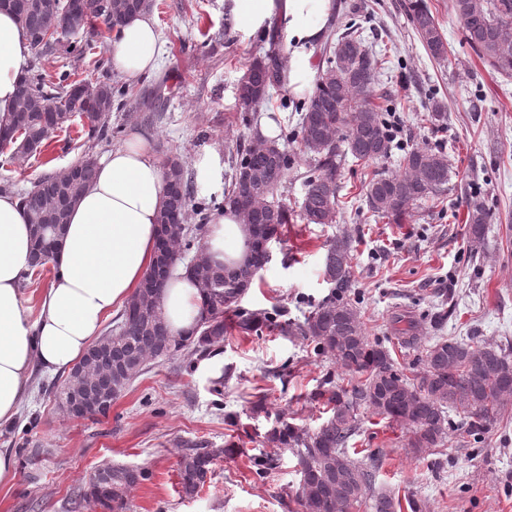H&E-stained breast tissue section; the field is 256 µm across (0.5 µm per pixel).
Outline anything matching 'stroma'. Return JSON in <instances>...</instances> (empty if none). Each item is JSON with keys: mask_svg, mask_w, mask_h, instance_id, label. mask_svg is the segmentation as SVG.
Returning <instances> with one entry per match:
<instances>
[{"mask_svg": "<svg viewBox=\"0 0 512 512\" xmlns=\"http://www.w3.org/2000/svg\"><path fill=\"white\" fill-rule=\"evenodd\" d=\"M448 41V61L426 52L409 18V0H333L326 24L355 22L366 47L385 64L373 90L386 93L396 143L442 150L453 168L443 202L413 205L405 223L373 216L361 196L364 171L347 163L340 195L348 205L328 225L301 221L284 225L271 246L272 258L239 300L247 310L300 320L326 300L331 284L322 277L324 245L335 237L353 244L349 295L370 340L388 339L399 369L422 368L425 345L442 336L478 344H512V76L484 65L468 47L450 0H427ZM161 35L157 70L148 77L115 73L104 27L80 34L88 43L84 59L54 51L46 71H78L91 82L126 86L123 106L112 125L124 134L147 136L158 159H180L194 171L198 156L213 149L230 161L254 136L260 112L271 114L278 143L294 161L283 202L299 207V177L310 164L298 142L300 112L282 107L288 90L273 94L259 112L240 111L237 85L255 56L274 51L287 59L284 32L274 26L243 35L227 0H158L152 11ZM154 88L163 117L146 124L136 94ZM442 101L448 121L434 129V101ZM114 141H72L59 133L51 162L29 158L0 168V186L29 190L55 169L85 156L101 157ZM479 202L495 213L478 257H471L467 207ZM412 322L418 346H402L394 320ZM344 371L315 355L301 339L278 331L245 334L229 329L205 357L151 365L114 403L105 418L73 420L59 409L54 389L62 375L35 371L34 390L20 420L0 435L11 449L16 478L0 485V512H91L82 494L102 462L145 467L149 481L127 495L125 512H298L300 482L294 458L268 447L264 435L277 418L315 430L325 416L312 391L325 379L342 381ZM264 410H256V400ZM356 438L364 455L377 458L376 491L414 495L426 512H512V409L467 445L452 433L443 446L422 456L408 447L409 434L388 420L365 413ZM200 444L220 449L215 473L192 498L180 493L177 460ZM273 466L257 474L255 462Z\"/></svg>", "mask_w": 512, "mask_h": 512, "instance_id": "obj_1", "label": "stroma"}]
</instances>
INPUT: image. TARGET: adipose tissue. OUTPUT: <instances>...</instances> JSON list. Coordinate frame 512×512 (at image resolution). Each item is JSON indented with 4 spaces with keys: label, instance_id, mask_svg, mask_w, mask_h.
Instances as JSON below:
<instances>
[{
    "label": "adipose tissue",
    "instance_id": "1",
    "mask_svg": "<svg viewBox=\"0 0 512 512\" xmlns=\"http://www.w3.org/2000/svg\"><path fill=\"white\" fill-rule=\"evenodd\" d=\"M231 12L248 35L282 25L289 51L286 83L303 95L314 85L311 59L332 12V0H231ZM161 53L154 18H130L108 45L114 72L141 77L154 73ZM31 49L13 13L0 11V124L15 103ZM165 198L163 169L147 138L132 133L105 152L97 176L72 207L55 273L29 315L23 285L29 278L31 226L19 199L0 193V430L16 422L31 393L34 369L68 373L101 334L105 320L139 288L155 257ZM213 264L237 265L248 254V230L232 208L211 214L204 234ZM165 319L177 336L191 335L201 294L185 273L169 278L163 291Z\"/></svg>",
    "mask_w": 512,
    "mask_h": 512
}]
</instances>
